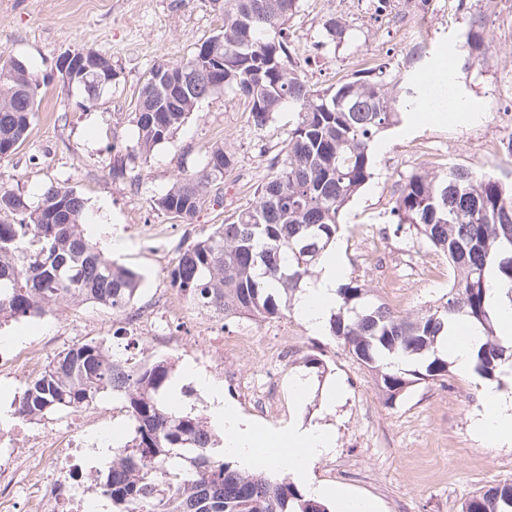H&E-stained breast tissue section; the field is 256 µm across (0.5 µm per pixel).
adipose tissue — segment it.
<instances>
[{"label": "adipose tissue", "mask_w": 512, "mask_h": 512, "mask_svg": "<svg viewBox=\"0 0 512 512\" xmlns=\"http://www.w3.org/2000/svg\"><path fill=\"white\" fill-rule=\"evenodd\" d=\"M461 117L455 85L443 74H430L426 104L423 112L416 115V122L430 120L452 125ZM345 274L336 246H329L319 260L318 277L302 288L295 303L297 312L312 332H328L337 290ZM482 342L480 330L461 318L449 326L446 336L440 338L439 350L447 354L459 373L466 375L475 367L476 354ZM184 376L209 396L212 420L224 431V452L241 466L285 472L303 484L308 497L335 501L336 512H375L373 501L311 480L315 464L334 448V437L328 424L299 420L289 424L287 431L268 434L225 403L224 391L213 378L190 368L186 369ZM483 394L489 409L475 421V434L496 448L512 446V392L493 383L484 385Z\"/></svg>", "instance_id": "1"}]
</instances>
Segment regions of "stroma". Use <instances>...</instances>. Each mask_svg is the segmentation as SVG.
<instances>
[{
  "label": "stroma",
  "mask_w": 512,
  "mask_h": 512,
  "mask_svg": "<svg viewBox=\"0 0 512 512\" xmlns=\"http://www.w3.org/2000/svg\"><path fill=\"white\" fill-rule=\"evenodd\" d=\"M331 15L345 19L346 42L316 49ZM222 25L210 0H0V51L23 61L41 85L26 139L0 159V182L32 206L48 184L74 189L86 203V236L141 276L128 311L63 302L37 318L0 320V336L13 337L17 353L38 351L42 371L73 345L113 344L131 314L164 306L183 323L180 339L153 340L138 357L168 360L178 376L191 364L218 378L227 403L272 431L323 413L336 428V446L316 465V481L371 499L378 512H462L477 492L512 481V447H483L471 429L483 411L480 377L452 370L438 381L416 378L388 403L375 372L333 336L312 334L295 310L270 319L213 318L192 309L170 285L169 272L183 250L253 202L288 138L293 114L281 112L257 130L243 98L220 91L154 149L139 179L112 172L136 142L130 114L150 69L187 60ZM478 29L485 43L474 59L466 39ZM83 49L112 62V86L92 107L80 87L64 86L56 70L61 55ZM289 49L318 89L378 66L408 87L423 70L450 65L471 119L419 125L402 113L375 139L372 175L342 212L338 237L346 278L364 288L367 301L403 316L443 304L453 283L446 259L397 230L391 209L400 184L417 172L464 167L512 184V162L505 159L512 141V0H299L289 22ZM217 143L234 153L236 165L212 188L194 222L156 211L154 199L198 170ZM142 224L150 225V235L141 236ZM206 331L246 345L215 357L197 343ZM313 358L319 367H310ZM238 373L269 379L279 392L277 410L258 413L234 384ZM300 379L340 385L339 403L328 413L317 396L297 405L293 386ZM84 414L96 439L130 425L123 403L108 394Z\"/></svg>",
  "instance_id": "stroma-1"
}]
</instances>
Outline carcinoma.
Returning <instances> with one entry per match:
<instances>
[{
	"label": "carcinoma",
	"mask_w": 512,
	"mask_h": 512,
	"mask_svg": "<svg viewBox=\"0 0 512 512\" xmlns=\"http://www.w3.org/2000/svg\"><path fill=\"white\" fill-rule=\"evenodd\" d=\"M298 0H211L224 16L221 30L180 63L153 67L137 96L133 158L147 166L153 150L168 141L218 92L206 75V56L224 58L223 90L248 103V119L263 129L288 108L295 122L253 203L189 245L170 272L173 287L193 307L229 317L282 315L280 293L301 287L324 249L336 241L339 218L367 182L372 143L400 111L417 112L423 101L408 87L405 96L387 67L370 75L313 88L288 51V23ZM330 43H341L345 25L337 16L323 22ZM326 42V43H328ZM322 42L318 47L326 46ZM184 70L195 82L170 99L160 71ZM39 81L15 58L0 55V158L26 139L35 117ZM234 154L211 146L202 167L186 174L153 201L164 215L190 224L208 189L233 170ZM85 201L73 189L50 184L36 207L0 188V318L41 316L61 302H94L122 311L135 298L141 276L107 258L84 234ZM397 229L441 252L454 271L448 300L416 317L381 304L364 303L358 284L337 290L341 300L330 335L362 363L380 370L385 401L410 384L384 358L406 359L433 350L448 321L465 316L484 333L475 371L498 378L508 346L497 336L487 293L512 296V188L492 176L462 167L413 173L395 200ZM448 375L435 357L425 376ZM172 365L165 359H116L98 342L77 344L58 354L27 384L17 413L38 418L75 413L101 394L124 401L132 422L129 439L104 472L87 476L102 486L113 512H330L305 498L290 481L242 472L213 459L216 435L206 418L172 411L166 393ZM188 459L192 471L176 472ZM465 512H512V483L472 497Z\"/></svg>",
	"instance_id": "cac0c4a2"
}]
</instances>
